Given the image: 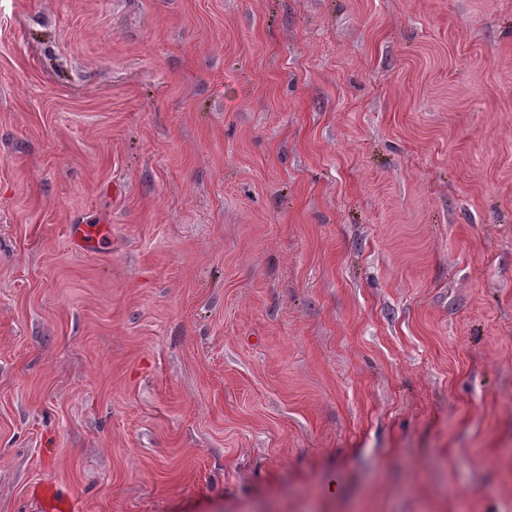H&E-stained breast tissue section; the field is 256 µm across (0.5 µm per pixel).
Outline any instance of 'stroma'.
I'll return each instance as SVG.
<instances>
[{"mask_svg":"<svg viewBox=\"0 0 512 512\" xmlns=\"http://www.w3.org/2000/svg\"><path fill=\"white\" fill-rule=\"evenodd\" d=\"M46 480L512 512V0H0V512Z\"/></svg>","mask_w":512,"mask_h":512,"instance_id":"stroma-1","label":"stroma"}]
</instances>
